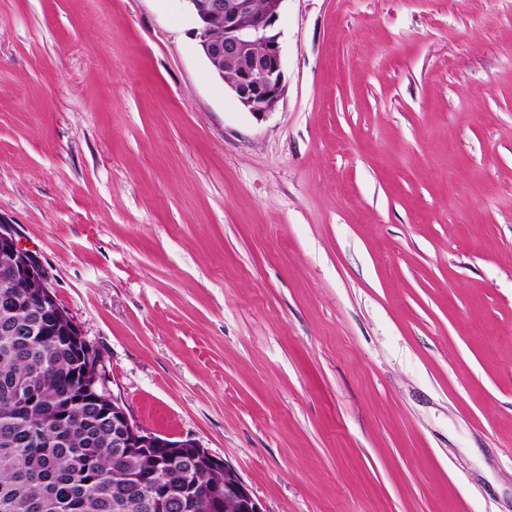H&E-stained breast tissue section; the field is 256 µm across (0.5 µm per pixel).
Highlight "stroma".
Wrapping results in <instances>:
<instances>
[{
	"label": "stroma",
	"mask_w": 512,
	"mask_h": 512,
	"mask_svg": "<svg viewBox=\"0 0 512 512\" xmlns=\"http://www.w3.org/2000/svg\"><path fill=\"white\" fill-rule=\"evenodd\" d=\"M186 0H0V219L110 394L264 512H512V0H284L256 119Z\"/></svg>",
	"instance_id": "stroma-1"
}]
</instances>
